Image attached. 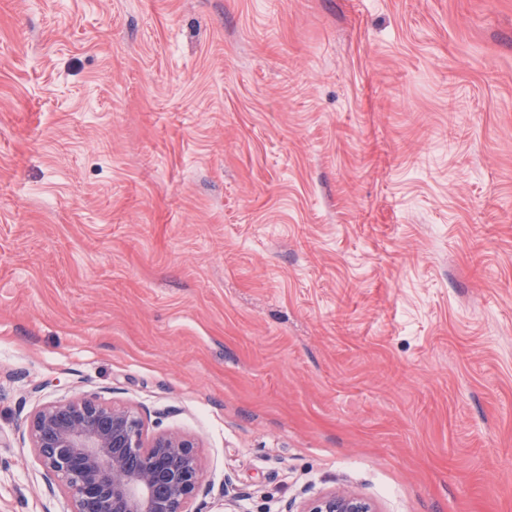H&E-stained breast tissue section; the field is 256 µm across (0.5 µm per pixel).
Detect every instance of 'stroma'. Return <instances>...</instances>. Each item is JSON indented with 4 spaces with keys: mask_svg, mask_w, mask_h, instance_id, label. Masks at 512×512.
I'll list each match as a JSON object with an SVG mask.
<instances>
[{
    "mask_svg": "<svg viewBox=\"0 0 512 512\" xmlns=\"http://www.w3.org/2000/svg\"><path fill=\"white\" fill-rule=\"evenodd\" d=\"M89 393L207 512H512V0H0V512ZM302 512H375L372 504L358 494L335 489L310 500Z\"/></svg>",
    "mask_w": 512,
    "mask_h": 512,
    "instance_id": "obj_1",
    "label": "stroma"
}]
</instances>
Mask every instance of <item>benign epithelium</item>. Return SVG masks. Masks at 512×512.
I'll return each mask as SVG.
<instances>
[{"instance_id":"1","label":"benign epithelium","mask_w":512,"mask_h":512,"mask_svg":"<svg viewBox=\"0 0 512 512\" xmlns=\"http://www.w3.org/2000/svg\"><path fill=\"white\" fill-rule=\"evenodd\" d=\"M27 432L49 493H64L68 512H189L204 483L194 439L144 433L141 415L95 394L48 402ZM303 512H375L358 494L335 489Z\"/></svg>"}]
</instances>
